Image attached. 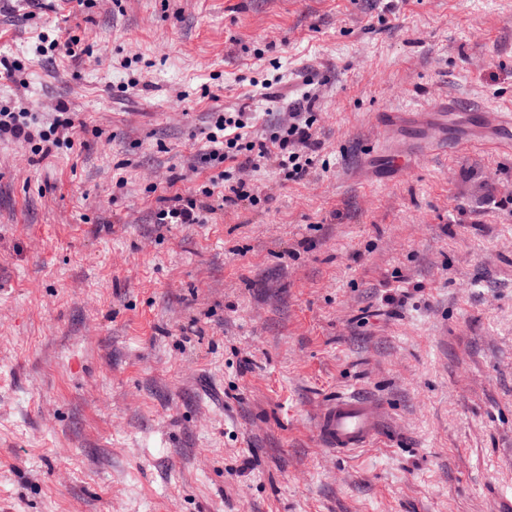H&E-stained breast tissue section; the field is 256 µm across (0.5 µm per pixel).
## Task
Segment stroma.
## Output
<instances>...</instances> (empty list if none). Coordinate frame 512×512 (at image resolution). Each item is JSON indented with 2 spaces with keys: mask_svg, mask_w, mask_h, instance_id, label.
Returning <instances> with one entry per match:
<instances>
[{
  "mask_svg": "<svg viewBox=\"0 0 512 512\" xmlns=\"http://www.w3.org/2000/svg\"><path fill=\"white\" fill-rule=\"evenodd\" d=\"M58 25L87 56L37 54ZM1 57L0 108L86 129L0 140V512H512V152L457 147L512 113V0H0ZM265 80L315 95L321 163L158 223ZM445 98L447 150L403 127L406 167L370 162L379 114ZM351 392L384 427L339 455ZM54 111L52 122L44 127L35 113L26 107H20L18 112L7 108L0 110V139H14L30 145L32 153L41 161L53 156L57 149L72 150L77 144L81 146L80 134L85 124L61 101L57 102ZM378 408L357 394H344L328 406L317 420V435L324 445L339 453L367 446L379 433Z\"/></svg>",
  "mask_w": 512,
  "mask_h": 512,
  "instance_id": "1",
  "label": "stroma"
}]
</instances>
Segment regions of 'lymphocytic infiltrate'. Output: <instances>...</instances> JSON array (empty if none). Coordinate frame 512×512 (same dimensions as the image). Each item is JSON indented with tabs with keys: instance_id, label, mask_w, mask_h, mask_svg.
I'll list each match as a JSON object with an SVG mask.
<instances>
[{
	"instance_id": "f902f5d3",
	"label": "lymphocytic infiltrate",
	"mask_w": 512,
	"mask_h": 512,
	"mask_svg": "<svg viewBox=\"0 0 512 512\" xmlns=\"http://www.w3.org/2000/svg\"><path fill=\"white\" fill-rule=\"evenodd\" d=\"M311 98H303L290 109L291 121L280 134L265 137L254 129V114L249 103L232 112L217 113L206 134V160L216 167L199 190L198 197L181 193L171 195V203L160 209L163 224H202L207 215L226 205L259 196L252 184L242 180L243 172H256L262 167H275L283 181L307 180L322 150L309 112ZM84 124L64 103H57L49 126L40 125L37 116L27 108L0 110V139H14L28 144L34 155L48 159L60 148L74 149L80 142Z\"/></svg>"
}]
</instances>
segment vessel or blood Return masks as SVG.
Returning a JSON list of instances; mask_svg holds the SVG:
<instances>
[{
  "label": "vessel or blood",
  "instance_id": "obj_1",
  "mask_svg": "<svg viewBox=\"0 0 512 512\" xmlns=\"http://www.w3.org/2000/svg\"><path fill=\"white\" fill-rule=\"evenodd\" d=\"M381 427L377 407L353 393L337 397L316 424L317 434L324 445L339 453L367 446Z\"/></svg>",
  "mask_w": 512,
  "mask_h": 512
}]
</instances>
